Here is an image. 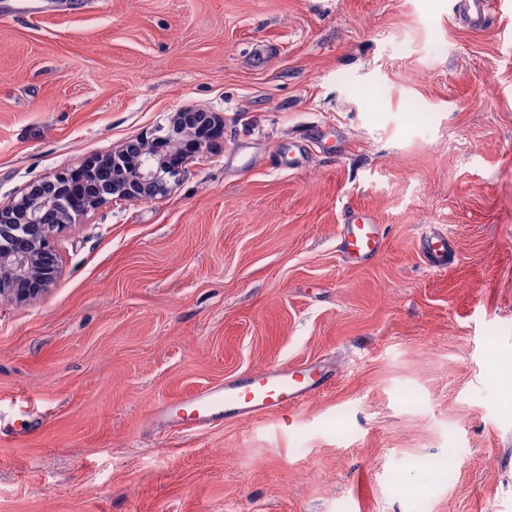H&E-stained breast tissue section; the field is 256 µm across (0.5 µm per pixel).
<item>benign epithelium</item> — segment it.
<instances>
[{"instance_id": "1", "label": "benign epithelium", "mask_w": 512, "mask_h": 512, "mask_svg": "<svg viewBox=\"0 0 512 512\" xmlns=\"http://www.w3.org/2000/svg\"><path fill=\"white\" fill-rule=\"evenodd\" d=\"M187 158L179 150L145 146L127 167L110 155L33 185L0 206V300L23 303L43 294L59 274L54 232L89 211L117 201L165 196L180 180Z\"/></svg>"}]
</instances>
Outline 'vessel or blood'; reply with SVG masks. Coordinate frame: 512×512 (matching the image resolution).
<instances>
[{"label": "vessel or blood", "instance_id": "1", "mask_svg": "<svg viewBox=\"0 0 512 512\" xmlns=\"http://www.w3.org/2000/svg\"><path fill=\"white\" fill-rule=\"evenodd\" d=\"M466 20L482 25L492 12L494 0H460ZM383 231L372 214L352 210L340 230L345 257L360 264L372 260L380 251ZM424 258L438 269H447L452 247L445 233L426 231L419 239ZM336 370L323 361L298 365L280 364L244 379H228L195 390L173 402L159 404L153 410L157 424L174 430L182 429L184 419L196 426L236 419L246 420L298 406L317 392L332 386Z\"/></svg>", "mask_w": 512, "mask_h": 512}]
</instances>
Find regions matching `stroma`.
<instances>
[{
	"mask_svg": "<svg viewBox=\"0 0 512 512\" xmlns=\"http://www.w3.org/2000/svg\"><path fill=\"white\" fill-rule=\"evenodd\" d=\"M11 2L0 205L184 109L224 143L58 229L55 284L0 302V400L28 402L0 416V512H512V0L479 29L452 0ZM353 208L384 227L364 264ZM319 358L336 384L286 412L151 418ZM339 237L345 257L353 263H365L380 251L382 224H377L373 215L366 211L351 210L344 219ZM419 247L424 258L433 267L444 271L448 269L452 247L447 234L428 230L421 235Z\"/></svg>",
	"mask_w": 512,
	"mask_h": 512,
	"instance_id": "35a3bbf8",
	"label": "stroma"
}]
</instances>
